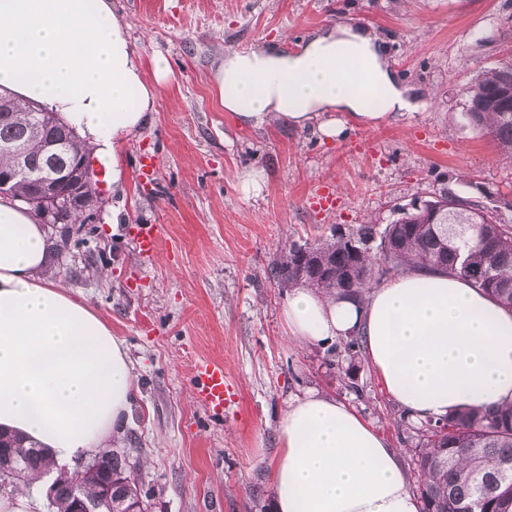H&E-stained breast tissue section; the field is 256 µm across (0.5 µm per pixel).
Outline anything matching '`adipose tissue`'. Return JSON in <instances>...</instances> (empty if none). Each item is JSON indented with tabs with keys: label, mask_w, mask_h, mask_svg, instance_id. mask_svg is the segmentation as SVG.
Segmentation results:
<instances>
[{
	"label": "adipose tissue",
	"mask_w": 512,
	"mask_h": 512,
	"mask_svg": "<svg viewBox=\"0 0 512 512\" xmlns=\"http://www.w3.org/2000/svg\"><path fill=\"white\" fill-rule=\"evenodd\" d=\"M110 0H0V87L40 102L96 147L120 181L116 150L150 118L154 84ZM239 123H317L327 138L349 120L372 128L418 108L388 67L371 30L324 28L292 54L227 52L213 73ZM378 91L376 110L364 93ZM51 243L33 210L0 197V428L49 448L76 468L120 444L135 398L123 341L89 305L48 279ZM283 315L304 343L359 331L388 393L415 422L512 402V312L465 280L416 269L371 288L364 302L303 286ZM271 472L272 512H420L401 454L348 405L311 391L289 403Z\"/></svg>",
	"instance_id": "adipose-tissue-1"
}]
</instances>
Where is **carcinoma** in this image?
Masks as SVG:
<instances>
[{
	"label": "carcinoma",
	"mask_w": 512,
	"mask_h": 512,
	"mask_svg": "<svg viewBox=\"0 0 512 512\" xmlns=\"http://www.w3.org/2000/svg\"><path fill=\"white\" fill-rule=\"evenodd\" d=\"M512 64L484 71L464 88L468 121L493 141L500 155L512 161V107L494 101V93ZM54 113L23 104L8 91H0V173L14 168L7 147L26 145L27 165L39 171L48 165L45 145L62 137L52 121ZM89 154L73 135L55 159L70 166ZM58 224H84L86 218L63 205L55 211ZM456 275L484 292L499 305L512 309V220L496 209L464 201L451 190L397 208V218L384 228L362 224L349 234L332 233L303 245H291L273 265L269 277L283 288L298 285L325 293L365 299L381 278L395 277L413 268ZM363 347L362 337L350 335L336 348L337 355L353 359ZM418 478L415 492L422 512H512V403L486 410L464 409L445 419L431 420L416 429ZM22 438L0 435V487L15 488L34 475L49 471L52 461L45 449L32 443L19 455L14 445ZM121 479L114 489L113 508L121 500H149L137 467L114 453L98 464V477ZM97 496L93 484L72 478L55 483L51 512H71L73 495Z\"/></svg>",
	"instance_id": "carcinoma-1"
}]
</instances>
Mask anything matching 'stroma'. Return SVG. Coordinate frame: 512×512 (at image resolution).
Segmentation results:
<instances>
[{
  "label": "stroma",
  "instance_id": "obj_1",
  "mask_svg": "<svg viewBox=\"0 0 512 512\" xmlns=\"http://www.w3.org/2000/svg\"><path fill=\"white\" fill-rule=\"evenodd\" d=\"M144 72L165 59L150 120L117 153L125 176L96 168L102 219L61 228L49 270L125 342L137 396L123 452L140 466L153 512H270L278 425L315 390L348 403L400 450L416 479L415 441L365 358L298 344L269 278L291 244L386 225L395 208L451 189L495 206L512 191V161L470 125L463 87L512 62V0H111ZM338 23L373 29L396 80L424 111L330 140L309 127L239 126L212 74L226 52L300 49ZM152 155L150 181L138 160ZM263 171L256 196L240 175ZM158 225L153 255L132 228ZM223 362L238 400L213 417L193 394V368ZM350 372L352 384L341 375Z\"/></svg>",
  "mask_w": 512,
  "mask_h": 512
}]
</instances>
